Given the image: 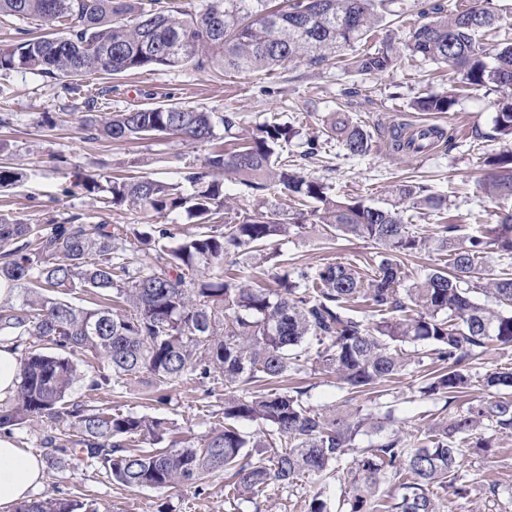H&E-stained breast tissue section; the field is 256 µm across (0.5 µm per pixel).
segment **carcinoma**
Here are the masks:
<instances>
[{"label": "carcinoma", "instance_id": "carcinoma-1", "mask_svg": "<svg viewBox=\"0 0 512 512\" xmlns=\"http://www.w3.org/2000/svg\"><path fill=\"white\" fill-rule=\"evenodd\" d=\"M385 0H208L192 14L174 0H0V18L33 20L44 32L22 29L13 44L0 49V75L25 69L68 93L82 92L92 76L174 69L266 70L307 58L319 64L340 49L362 41L380 21ZM421 14L428 20L410 29L404 49L412 57L444 64L474 88L512 91V41L487 45L482 33L498 28L502 14L490 0L445 13L441 3ZM400 53L387 46L348 60L343 71L356 75L388 72ZM101 94L84 97L85 129L116 142L148 136H177L196 144L225 132L236 121L187 105L164 104L100 115ZM456 103L452 93L418 98V112L445 113ZM496 130L512 139V96L498 103ZM330 132L351 155L371 151L362 127L343 118ZM294 127L266 122L228 150L212 152L205 163L185 172L191 193L149 176L118 177L102 185L87 175L78 181L87 193L105 192V203L128 204L169 215L183 210L197 230L177 247L161 250L144 268L126 253V230L118 225L86 224L73 217L25 224L0 216V285L22 289L20 304H0V335L22 348L16 393L0 403V429L21 428L35 420L63 422L59 435L40 441L49 467L69 452L100 463L113 482L128 489L195 486L224 473L228 502H253L272 487L288 488L304 478L348 479L346 512H440L439 492L456 487L466 448H489L493 435L512 434V366L484 374L487 396L450 418H434L405 436L394 405L379 398L370 406L319 411L307 402L309 388L274 391L280 379L302 372L297 349L317 344L316 363L336 375L350 394L374 389L408 370L398 347L406 342L431 346L443 367L420 370V393L438 395L449 406L471 388L472 370L493 342L512 348V312L476 301L483 294L512 304V273L483 277L479 260L491 250L512 255V213L496 224H479L469 235L458 224H439L432 238L404 223L402 207L441 211L443 197L421 195L423 187L402 184L396 203L373 207L332 194V185L303 175L288 146ZM452 143L436 126L419 134L398 127L396 153L419 152L417 140ZM491 173L484 192L512 198V151L486 159ZM229 175L253 194L273 183L286 200L313 201L316 223L330 236H353L379 246L373 274L365 280L350 265L327 263L276 275L274 285L240 280L237 273L213 276V263L266 249L290 231L279 212L257 206L243 218L224 217V182ZM434 245L446 253L448 268H438L407 288L400 257ZM81 288L111 298L93 308L64 298ZM361 300L374 320L352 314ZM51 345L56 354L39 346ZM89 351L103 358L112 376L85 378L88 389L148 372L174 387L186 378L224 383V416L198 445L171 436L166 422L70 400L77 379L69 354ZM255 425L252 431L240 423ZM385 432L367 448L355 441L368 431ZM492 435H484V431ZM138 441L146 447L131 451ZM353 456L354 467L341 472ZM399 483L396 501L381 490L387 478ZM79 501L43 497L15 505L14 512H80Z\"/></svg>", "mask_w": 512, "mask_h": 512}]
</instances>
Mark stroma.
<instances>
[{
    "label": "stroma",
    "instance_id": "1",
    "mask_svg": "<svg viewBox=\"0 0 512 512\" xmlns=\"http://www.w3.org/2000/svg\"><path fill=\"white\" fill-rule=\"evenodd\" d=\"M417 0H392L372 36L375 45L402 49L408 30L417 22ZM91 87L106 88L101 109L123 112L152 104L184 102L216 115L238 118L234 132L251 133L255 126L277 119L299 128L303 138L315 139L319 152L307 163L306 176L332 185L338 196H350L371 206L393 202L402 184L423 187L426 194L445 197L448 208L404 211L405 223L423 235L436 225L493 224L512 213L511 199H490L477 186L489 172L486 157L512 150V141L495 131L500 92L473 89L462 84L458 74L432 62L403 57L398 68L385 74L350 76L334 62L312 65L298 59L275 71H197L145 69L105 80L91 77ZM455 91L452 112L432 114L415 111L416 98ZM335 112L370 133L372 149L362 156L345 153L339 141L325 134L327 118ZM0 115L11 126L0 127V162L22 172L18 184L0 189V215L28 224L46 219L63 221L77 216L85 223L105 222L130 229L163 226L170 230L168 247L176 246L192 229L185 214L144 212L128 206L108 207L102 194H86L76 186L80 172L106 181L115 175L151 177L179 182L186 167L202 165L213 147H227L229 134L219 133L213 144L198 145L175 136L152 137L134 143L88 139L81 126V112L72 106L71 95L49 85L27 70L0 78ZM433 123L452 130L454 149L441 146L428 153L406 156L390 146L394 126ZM294 224H303L299 234H289L272 247L288 260L289 267H314L345 263L369 274L378 247L372 241L332 238L313 216L289 213ZM308 402L317 410L343 405L347 393L334 375L307 371ZM389 397L405 418L406 431L425 423L426 415L445 417L447 411L463 408V401L444 405L436 397L419 393L411 375L386 383ZM83 380L77 381L72 399L93 397ZM121 412L165 419L174 437L200 441L212 423L224 413V388L187 379L171 390L157 387L150 375H142L118 387H105L95 395ZM459 474L468 493L443 496V512H512V436L498 438L492 448L466 450ZM346 490L333 482L317 487L306 482L294 488L271 489L260 504L243 502L231 507L224 501V478L208 480L204 491L190 487L127 489L114 484L105 469L83 458L66 456L62 467L46 469L35 497L53 494L92 505L94 512H305L304 503L322 493L330 507H337Z\"/></svg>",
    "mask_w": 512,
    "mask_h": 512
}]
</instances>
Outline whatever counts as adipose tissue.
I'll list each match as a JSON object with an SVG mask.
<instances>
[{"instance_id": "obj_1", "label": "adipose tissue", "mask_w": 512, "mask_h": 512, "mask_svg": "<svg viewBox=\"0 0 512 512\" xmlns=\"http://www.w3.org/2000/svg\"><path fill=\"white\" fill-rule=\"evenodd\" d=\"M42 481V463L10 439L0 438V512L29 500Z\"/></svg>"}]
</instances>
